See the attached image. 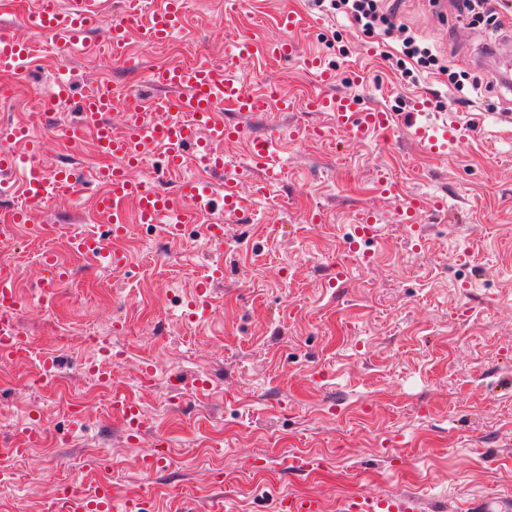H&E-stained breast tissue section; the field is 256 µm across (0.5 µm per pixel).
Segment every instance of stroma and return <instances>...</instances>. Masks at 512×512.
<instances>
[{"instance_id":"1","label":"stroma","mask_w":512,"mask_h":512,"mask_svg":"<svg viewBox=\"0 0 512 512\" xmlns=\"http://www.w3.org/2000/svg\"><path fill=\"white\" fill-rule=\"evenodd\" d=\"M224 2L185 0L188 37L168 49L131 46L139 66L129 69L109 57L104 26L63 56L23 30V12L35 0H0V26L20 30L33 71L14 78L0 117L24 119L60 71L76 101L100 82L140 85L162 63L223 62L225 37L245 28L277 35L275 15L288 6L309 16L300 47L335 70L334 91L350 90L353 76L367 70L373 82L361 89V105L401 120L423 97L433 120L467 125L472 134L444 157L424 153L401 123L340 147L330 119L306 108L322 87L300 60L250 61L239 79L254 89L275 86L294 109L232 112L229 120L255 135L274 125L324 133L316 141L281 140L279 177L267 190L280 210L276 223L259 222L260 206L252 204L243 220L225 224L220 246L197 224L175 245L134 224L124 242L129 265L116 272L67 250L72 234L105 230L91 191L32 207L29 224L0 241L32 297L20 324L33 346L29 359L0 368V439L23 424L43 428L47 439L10 459L0 476V512H52L58 483L91 490L105 461L116 495L139 492L146 512L212 505L281 512L300 496L338 512L359 492L407 494L448 512L512 499V127L499 120L512 112V93L494 83L512 69V40L492 65L484 32L460 19L449 0H386L454 71L484 84L464 107L453 104L446 75L419 88L405 83L378 36L333 20L311 0H251L240 14L225 13ZM70 118L50 111L35 127L48 147L44 163L97 165L90 149L57 139ZM381 167L404 195L443 199L445 210H426L416 226L400 223L399 200L375 188ZM368 208L382 227L378 238L358 243L370 259L347 263L335 281L332 264ZM312 210L324 211L326 223H309ZM40 224L59 232L35 239L30 229ZM46 251L70 268L49 306L36 288ZM215 264L224 278L213 304L201 321L187 323L194 287ZM89 330L124 353L112 383L140 407L138 439L113 418L111 393L89 390ZM44 354L60 361L56 380L42 374ZM159 450L165 462L143 473L140 459Z\"/></svg>"}]
</instances>
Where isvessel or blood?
Here are the masks:
<instances>
[{"label":"vessel or blood","mask_w":512,"mask_h":512,"mask_svg":"<svg viewBox=\"0 0 512 512\" xmlns=\"http://www.w3.org/2000/svg\"><path fill=\"white\" fill-rule=\"evenodd\" d=\"M106 0H37L34 8L23 15L26 30L45 35L60 53H67L83 35L101 19H108L107 40L112 51H126L130 43L151 48L168 42L187 29L183 0H156L144 9L143 0H123L122 11L110 14ZM306 24L297 11L281 8L276 19L280 31L277 38L265 42L247 32L237 33L224 41V63L176 64L152 70L148 81L152 93L136 87L100 86L83 98L79 120L64 137L71 143L90 141L95 153L102 157L99 189L94 197L97 214L108 226L106 234H74L69 238L72 254L98 260L105 257L113 270L124 269L127 254L119 244L128 233L129 223L160 226L166 238L179 239L185 225L205 223L206 233L215 243H223V223H211L214 209H221L225 221L243 218L252 197L262 194L269 180L277 175L276 133L245 136L241 126L225 121L230 110L243 116L278 109L290 111L292 103L277 92L254 91L239 82L235 74L241 66L261 56L269 60L302 57L305 67L313 72L321 85L333 83L335 75L324 69L318 56L299 55L297 32ZM29 57V47L14 30L0 28V71L21 73ZM173 90V97L155 95V88ZM354 92L323 93L312 96L308 108L330 117L342 142H364L378 132L392 129L394 113L380 108H362ZM121 107L120 128H113L109 114ZM10 139L24 143L31 162L23 172L22 188L32 204L42 203L48 194L68 196L75 192L77 179L68 166L47 168L37 158L44 152L41 142L33 139L26 125H10L0 130ZM468 130L459 124L437 127L412 122V139L428 154L444 155L460 144ZM245 141L247 158L252 167L265 173L264 179L250 180L242 169L230 168L224 161L226 145ZM160 150L166 171L183 168L188 156H195L205 169L224 177L223 195H215L209 181H182L176 192H165L135 177L134 169L144 165L152 150ZM376 185L390 198H401L399 217L402 223H415L422 208L420 201L406 198L394 179L379 175ZM133 212H126V205ZM44 285L56 288L69 278V269L54 253L43 258ZM224 278L222 266L212 267L208 276L196 286V300L210 303L213 287ZM27 300L18 284V272L0 267V364L9 365L17 358L29 338L21 329L18 317ZM112 414L125 424L128 438L141 434L140 410L126 395L112 397ZM45 442L42 429L24 425L7 441L0 443V453L23 456L29 449ZM421 501L410 496H360L345 501L340 512H422ZM54 512H112V486L97 481L90 492L65 491L56 497Z\"/></svg>","instance_id":"b4317fda"}]
</instances>
